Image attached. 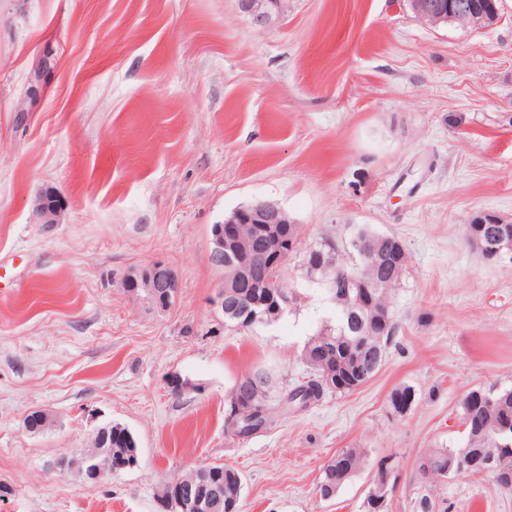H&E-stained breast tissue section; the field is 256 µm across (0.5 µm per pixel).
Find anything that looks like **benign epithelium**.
Masks as SVG:
<instances>
[{
    "label": "benign epithelium",
    "instance_id": "1",
    "mask_svg": "<svg viewBox=\"0 0 512 512\" xmlns=\"http://www.w3.org/2000/svg\"><path fill=\"white\" fill-rule=\"evenodd\" d=\"M289 0H238L240 9L248 14L255 25L265 27L275 23L288 10ZM412 12L424 23L437 25L444 20L462 27L485 28L499 19L498 10L478 12L469 5L454 4L430 5L426 0H408ZM64 201L59 192L47 187L39 192L32 203V211L38 224L53 225L62 223ZM250 224L253 232L263 229L269 236L266 242L267 272L266 283H274L283 272L291 258V240L284 233V226L290 224L288 214L277 204L257 201L252 205L235 210L232 215L211 227V259L218 266H224V251L230 250L246 257L237 225ZM120 286L130 294L139 295L145 291L152 296L150 303L159 310L170 308L169 291L179 292L180 282L173 268L163 261H154L146 266L133 268L120 278ZM55 425V418L39 410L25 419V427L34 431ZM93 449L83 450L78 454L59 457L54 468L61 473L78 472L84 479L92 482L106 475H117L138 464L139 457L133 452L129 458L112 460V452L102 450L103 429L94 432ZM171 492L161 501L165 512H201L202 507L214 509L220 504L221 492L214 490L209 503L197 496L189 482L170 484Z\"/></svg>",
    "mask_w": 512,
    "mask_h": 512
}]
</instances>
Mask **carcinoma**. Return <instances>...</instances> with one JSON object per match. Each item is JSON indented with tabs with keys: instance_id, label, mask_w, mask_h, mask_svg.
Instances as JSON below:
<instances>
[{
	"instance_id": "obj_1",
	"label": "carcinoma",
	"mask_w": 512,
	"mask_h": 512,
	"mask_svg": "<svg viewBox=\"0 0 512 512\" xmlns=\"http://www.w3.org/2000/svg\"><path fill=\"white\" fill-rule=\"evenodd\" d=\"M301 267L308 278L324 280L336 304V323L324 326L306 345L303 359L310 369L307 380L280 393L271 395V383L261 369L243 375L233 387L229 411L248 394L252 406H242L235 429L224 428L227 436L239 439L266 429L272 415L291 410L298 402L309 407L326 394H347L370 381L387 357V346L395 335L397 324L391 303L407 269V255L392 254L385 243V234L359 228L343 246L334 238L325 237L306 249L295 248ZM261 277L255 286L239 293L224 295V326H235L232 315L243 304L261 295ZM417 398L415 388L402 384L393 388L387 398L386 413L391 419L407 414V400ZM460 420L464 427L456 443L435 448L422 457L418 466L421 483L432 487L448 478V457L465 456L484 461L487 451L496 449L502 460L499 481L512 486V388H472L460 402ZM366 454L360 448H344L327 461L318 482L320 496L328 489L339 491L365 466ZM207 468L222 473L224 495L215 512H238L242 498L243 478L234 468L209 464ZM388 498L377 490L368 492L366 512H386Z\"/></svg>"
}]
</instances>
